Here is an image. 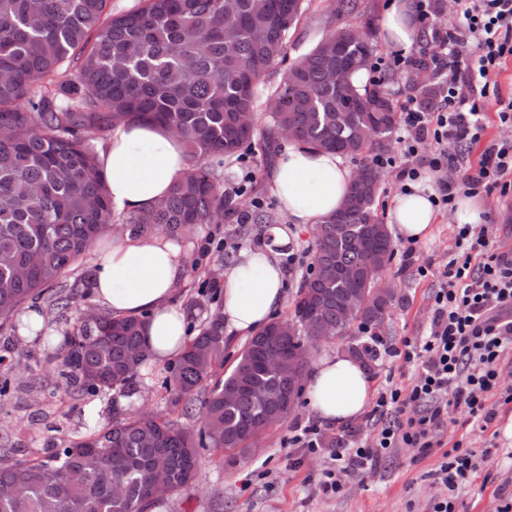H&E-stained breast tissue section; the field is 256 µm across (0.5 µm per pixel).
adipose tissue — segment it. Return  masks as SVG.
I'll return each instance as SVG.
<instances>
[{
	"label": "adipose tissue",
	"mask_w": 512,
	"mask_h": 512,
	"mask_svg": "<svg viewBox=\"0 0 512 512\" xmlns=\"http://www.w3.org/2000/svg\"><path fill=\"white\" fill-rule=\"evenodd\" d=\"M386 46L406 50L422 30L410 0H393L381 20ZM115 211L137 214L163 198L184 175L187 153L182 141L164 129L128 124L116 128L99 152ZM354 174L339 154L284 147L270 174L269 190L290 223L312 224L338 210ZM434 195L427 181L396 196L390 212L402 238H425L434 219ZM272 244L240 251L224 269V327L242 336L265 326L281 307L285 272L277 250L288 245V231L271 230ZM186 272L183 247L166 235L124 237L103 248L96 263L94 300L122 316L149 314L146 341L154 361L177 356L187 338V315L172 295ZM372 379L360 362L346 354L322 359L307 384V401L325 423L342 425L359 414L371 397Z\"/></svg>",
	"instance_id": "adipose-tissue-1"
}]
</instances>
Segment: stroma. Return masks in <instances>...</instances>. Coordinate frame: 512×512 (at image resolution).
<instances>
[{"label":"stroma","mask_w":512,"mask_h":512,"mask_svg":"<svg viewBox=\"0 0 512 512\" xmlns=\"http://www.w3.org/2000/svg\"><path fill=\"white\" fill-rule=\"evenodd\" d=\"M390 0H357L355 10L344 19L336 17V0H307L298 27L288 36L282 57L261 84L256 100L258 128L268 124V99L280 85L288 68L299 62L339 24L362 26L365 19L380 22ZM274 165L267 159L260 144H252L238 155L215 168L223 172L226 186L241 182L245 191L239 198L240 208L248 215L263 213L276 223H286V216L268 189L269 174ZM250 167V182H242L243 167ZM483 221L497 225L499 235L495 246L512 250V191L507 195L493 193L481 197ZM457 220L453 211L437 209L428 236L420 240L414 265H405L401 256H394L385 273L397 289V301L387 318L381 337L385 345L397 346L404 339L428 335L431 306L439 286L440 276L450 259L457 257L454 231ZM266 231L241 238L230 226L209 224L182 235L180 242L188 248V261L198 264V272H187L178 286L174 302L186 308L189 329H197L207 316L205 308H191L189 297H200L205 289L204 272L213 268L217 258L234 260L240 250L261 244ZM218 246L208 256H201L200 247L207 240ZM298 254L300 265L287 273L284 282V302L277 317L291 310V302L299 280L311 260L313 242L308 226H299L290 246ZM428 274H420V267ZM30 358L22 359V372L14 373L9 394L0 398V448L7 449L9 458H33L44 455L50 433L56 426L61 436L82 432L85 418L110 421L117 410L118 392L102 398L83 401L69 399L57 388L52 377L44 375L42 367L48 355L40 344L28 342ZM374 389L407 387L417 366L398 357L379 354L369 368ZM497 416L486 431H479L466 411L449 409L440 431L441 444L427 454L413 448H396L378 464L376 470L362 475H348L343 489L335 494L323 493L319 487L322 471L330 464L328 454L302 457L292 465L282 448L294 423L315 421L316 416L306 399H299L290 423L284 424L260 440L257 453L241 458H225L215 463L209 452H202L198 484L160 501L153 512H429L430 503L439 493L433 485L431 472L441 460L443 450L462 445L486 459L487 465L456 492V512H499L512 500V438H505L503 428L512 420V403L506 404L500 395L488 399Z\"/></svg>","instance_id":"obj_1"}]
</instances>
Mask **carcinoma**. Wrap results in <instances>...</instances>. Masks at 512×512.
Instances as JSON below:
<instances>
[{
    "instance_id": "carcinoma-1",
    "label": "carcinoma",
    "mask_w": 512,
    "mask_h": 512,
    "mask_svg": "<svg viewBox=\"0 0 512 512\" xmlns=\"http://www.w3.org/2000/svg\"><path fill=\"white\" fill-rule=\"evenodd\" d=\"M109 0H0V329L22 305L57 287L49 307L70 309L60 290L80 259L116 223L117 214L97 166L96 141L115 128L148 122L183 141L191 166L145 215L122 219L130 235H182L195 226L228 224L238 213L224 191L213 157H231L256 135L254 104L267 72L281 57L305 0H139L114 15ZM342 26L323 37L288 69L276 93L281 106L262 133L266 155L279 136L314 150L366 157L399 124L387 84H354L373 44H351ZM348 71L338 87L330 73ZM73 81L55 82L63 67ZM380 184L351 186L336 214L312 225L309 269L287 318L270 322L224 370V303L217 282L213 310L167 368L163 383L176 416L119 418L88 434L50 438L43 457L0 458V512H150L162 478L178 493L198 478L200 449L218 462L244 457L268 429L272 410L290 417L288 370L268 369L264 358L283 357L322 338L304 331L317 317L350 335L354 323L381 334L391 297H371L394 255L387 225L376 209ZM362 269L353 286L338 267ZM352 317H347L345 307ZM143 316L77 313L52 358L54 372L74 401L132 387L152 356ZM141 349L127 359V351ZM185 419L187 423L178 424ZM99 454L96 468L84 456ZM25 492L12 494L15 485Z\"/></svg>"
}]
</instances>
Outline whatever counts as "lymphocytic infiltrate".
<instances>
[{
	"instance_id": "obj_1",
	"label": "lymphocytic infiltrate",
	"mask_w": 512,
	"mask_h": 512,
	"mask_svg": "<svg viewBox=\"0 0 512 512\" xmlns=\"http://www.w3.org/2000/svg\"><path fill=\"white\" fill-rule=\"evenodd\" d=\"M424 27L432 31L428 67L437 80L441 101L424 108L413 99L401 106V150L377 158L392 170L399 188L417 181L416 158L431 144L428 167L437 176L438 206L453 205L458 194L473 197L512 189V140L488 137L484 102L500 96L501 76L512 61V0H455L460 21L448 32L435 27V0H413ZM479 151L476 165L458 181L442 176L451 162ZM489 224H460L455 246L461 266L449 267L434 297L431 328L420 340H403L392 356L414 362L418 372L408 388L382 389L374 410L386 421L372 441L354 434L339 436V446L325 470L323 492H338L342 475L371 469L393 448L419 452L436 445L435 432L448 407L465 408L470 416L490 423V392L500 385L501 359L512 353V250L489 252ZM483 462L469 451H445L435 482L441 490L431 512H455L451 497Z\"/></svg>"
}]
</instances>
